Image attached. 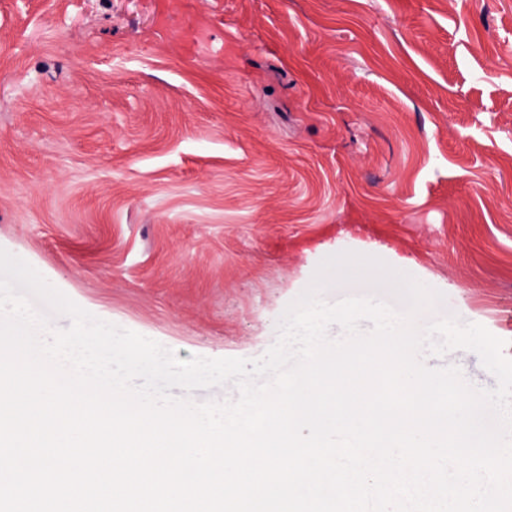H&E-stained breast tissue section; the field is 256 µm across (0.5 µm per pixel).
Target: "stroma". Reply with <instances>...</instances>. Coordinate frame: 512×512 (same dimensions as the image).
Here are the masks:
<instances>
[{
	"mask_svg": "<svg viewBox=\"0 0 512 512\" xmlns=\"http://www.w3.org/2000/svg\"><path fill=\"white\" fill-rule=\"evenodd\" d=\"M158 10L0 0V248L183 360L263 356L355 252L512 359V0Z\"/></svg>",
	"mask_w": 512,
	"mask_h": 512,
	"instance_id": "1",
	"label": "stroma"
}]
</instances>
